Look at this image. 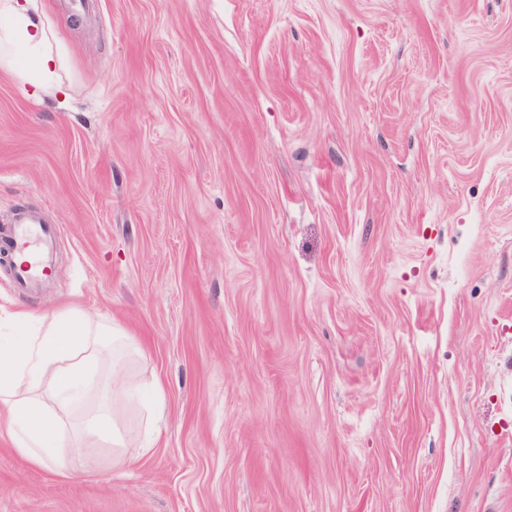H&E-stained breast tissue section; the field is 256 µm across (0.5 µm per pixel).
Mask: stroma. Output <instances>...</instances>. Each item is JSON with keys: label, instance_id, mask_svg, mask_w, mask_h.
I'll return each instance as SVG.
<instances>
[{"label": "stroma", "instance_id": "1", "mask_svg": "<svg viewBox=\"0 0 512 512\" xmlns=\"http://www.w3.org/2000/svg\"><path fill=\"white\" fill-rule=\"evenodd\" d=\"M62 96L0 70V225L165 412L130 467L0 434V512H512V0H38ZM42 220L38 211L22 210L13 223L0 232V255L25 254L24 260L13 261L14 287L22 292L37 288L52 274L46 251L56 231Z\"/></svg>", "mask_w": 512, "mask_h": 512}]
</instances>
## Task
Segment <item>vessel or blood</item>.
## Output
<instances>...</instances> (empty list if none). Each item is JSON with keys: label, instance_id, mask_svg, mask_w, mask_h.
<instances>
[{"label": "vessel or blood", "instance_id": "1", "mask_svg": "<svg viewBox=\"0 0 512 512\" xmlns=\"http://www.w3.org/2000/svg\"><path fill=\"white\" fill-rule=\"evenodd\" d=\"M55 234L54 227L44 223L42 215L32 209L18 212L13 223L0 231V255L23 256L13 265L15 288L28 292L50 278L52 268L46 251Z\"/></svg>", "mask_w": 512, "mask_h": 512}]
</instances>
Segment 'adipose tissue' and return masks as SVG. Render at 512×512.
I'll return each mask as SVG.
<instances>
[{
	"label": "adipose tissue",
	"instance_id": "obj_1",
	"mask_svg": "<svg viewBox=\"0 0 512 512\" xmlns=\"http://www.w3.org/2000/svg\"><path fill=\"white\" fill-rule=\"evenodd\" d=\"M0 18V69L15 75L29 96L55 92L58 58L47 48L51 24L36 0H0ZM1 321L7 331L0 334V423L16 453L36 468L64 455L79 463L84 445L67 440L62 411L92 402L96 408L83 427L111 446L113 465H122L128 428L107 396L118 393L131 402L139 397L119 354L129 345L125 335L107 319L75 307L49 319L11 312Z\"/></svg>",
	"mask_w": 512,
	"mask_h": 512
}]
</instances>
